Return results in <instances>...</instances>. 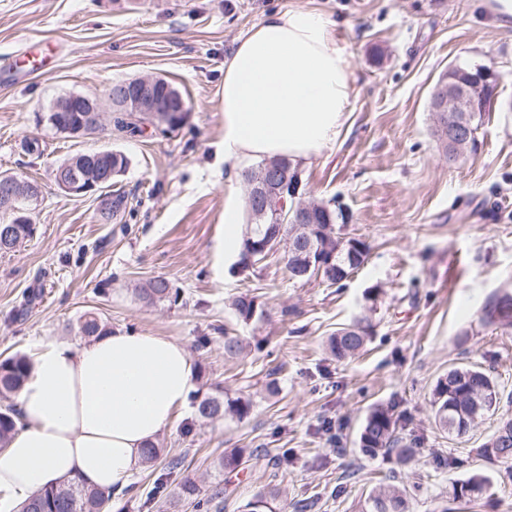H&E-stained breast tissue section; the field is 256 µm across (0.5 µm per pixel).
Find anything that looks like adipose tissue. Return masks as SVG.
<instances>
[{
    "label": "adipose tissue",
    "instance_id": "ef3b65f1",
    "mask_svg": "<svg viewBox=\"0 0 512 512\" xmlns=\"http://www.w3.org/2000/svg\"><path fill=\"white\" fill-rule=\"evenodd\" d=\"M353 99L346 50L321 13L293 6L265 17L224 61L226 170L256 158L305 166L341 139ZM195 377L185 346L163 336L47 342L18 393L21 422L0 449V512L67 480L126 487Z\"/></svg>",
    "mask_w": 512,
    "mask_h": 512
}]
</instances>
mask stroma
<instances>
[{
    "mask_svg": "<svg viewBox=\"0 0 512 512\" xmlns=\"http://www.w3.org/2000/svg\"><path fill=\"white\" fill-rule=\"evenodd\" d=\"M475 0H0V174L39 189L29 206L34 233L0 255V355H31L51 340L82 343L80 316L96 312L107 329L181 342L203 394H251L244 420H198L176 411L158 436L155 466L139 469L112 512H194L184 480L226 489L224 512L257 493L281 504L309 499L313 512H356L361 496L422 478L410 512H440L452 487L480 466L483 499L458 512H512V478L478 464L476 450L497 425L489 416L456 437L434 421L431 392L454 366L479 364L512 395V328L486 324L487 305L512 293V112L486 113L480 147L449 164L428 105L453 65L496 64L503 98L512 97V28L492 24ZM304 6L323 13L345 45L354 111L336 146L302 167L300 194L342 203V237L368 247L343 287L290 280L277 251L249 275L224 248V199L246 201L242 173L226 174L224 60L236 40L269 13ZM160 76L184 95L175 129L119 138L106 131L57 133L44 117L69 93L106 100L113 82ZM41 150L29 153L26 139ZM118 150L128 166L114 182L131 208L99 219L97 195L71 196L53 170L83 153ZM162 276L178 302L136 294ZM43 298L21 318L27 288ZM255 296L264 315L244 322L235 297ZM365 321L371 339L355 358L333 359L326 342ZM265 339L263 351L224 357V334ZM377 407L405 415L401 436L421 445L406 466L362 454L358 435ZM230 448L248 458L217 473ZM460 458L439 468L436 456ZM178 457L182 466L169 471Z\"/></svg>",
    "mask_w": 512,
    "mask_h": 512,
    "instance_id": "35a3bbf8",
    "label": "stroma"
}]
</instances>
